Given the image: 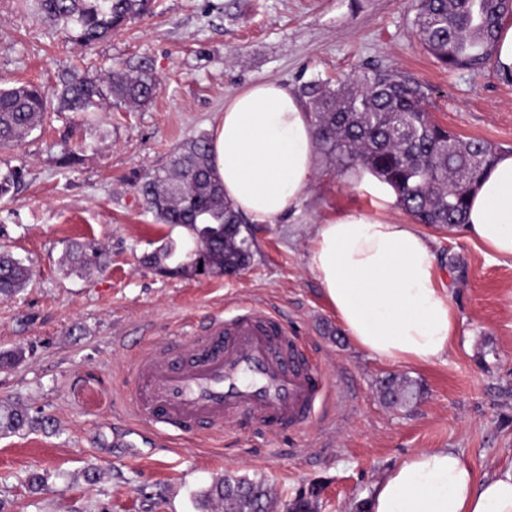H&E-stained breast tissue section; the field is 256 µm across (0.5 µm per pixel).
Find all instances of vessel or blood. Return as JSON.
Instances as JSON below:
<instances>
[{"label": "vessel or blood", "instance_id": "vessel-or-blood-1", "mask_svg": "<svg viewBox=\"0 0 512 512\" xmlns=\"http://www.w3.org/2000/svg\"><path fill=\"white\" fill-rule=\"evenodd\" d=\"M178 350H145L132 374L137 415L173 432L205 435L238 417L301 428L330 399L294 334L263 310L214 316Z\"/></svg>", "mask_w": 512, "mask_h": 512}]
</instances>
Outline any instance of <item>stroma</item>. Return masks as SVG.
Wrapping results in <instances>:
<instances>
[{"label":"stroma","instance_id":"obj_1","mask_svg":"<svg viewBox=\"0 0 512 512\" xmlns=\"http://www.w3.org/2000/svg\"><path fill=\"white\" fill-rule=\"evenodd\" d=\"M411 0H151L148 12L94 48L39 18L30 0H0V77L45 88L66 67L121 63L153 75L147 105L49 113L43 129L0 150L19 168L0 199V247L32 275L0 301V404L38 418L0 434V512H199L219 476L262 479L276 512L302 495L318 512H360L375 482L411 453L451 448L478 477L512 467V259L489 255L463 230L420 225L457 318L448 353L394 364L342 333L307 266L313 226L329 214L368 212L373 177L317 151L316 174L295 213L249 226L252 256L235 275L166 276L144 254L182 243L134 187L186 140L209 132L224 99L260 81L297 96L368 68L397 70L426 87L437 123L512 152V83L494 66L448 71L419 43ZM82 150L60 167L64 135ZM96 240L105 269L69 271L70 242ZM270 310L305 347L335 397L300 430L224 424L200 437L145 426L134 411L130 367L142 347L173 348L215 313ZM390 373L424 394L404 409L377 391ZM43 475L41 486L30 483Z\"/></svg>","mask_w":512,"mask_h":512}]
</instances>
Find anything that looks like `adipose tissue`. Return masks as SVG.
<instances>
[{"mask_svg":"<svg viewBox=\"0 0 512 512\" xmlns=\"http://www.w3.org/2000/svg\"><path fill=\"white\" fill-rule=\"evenodd\" d=\"M224 195L255 222L293 213L313 179L311 112L287 87L267 81L228 96L210 128ZM366 213L334 214L315 225L307 265L346 335L392 362L440 359L456 319L427 238L393 219L390 187ZM467 238L512 258V153H499L471 193ZM367 512H512V467L478 478L449 448L419 450L374 485Z\"/></svg>","mask_w":512,"mask_h":512,"instance_id":"1","label":"adipose tissue"}]
</instances>
